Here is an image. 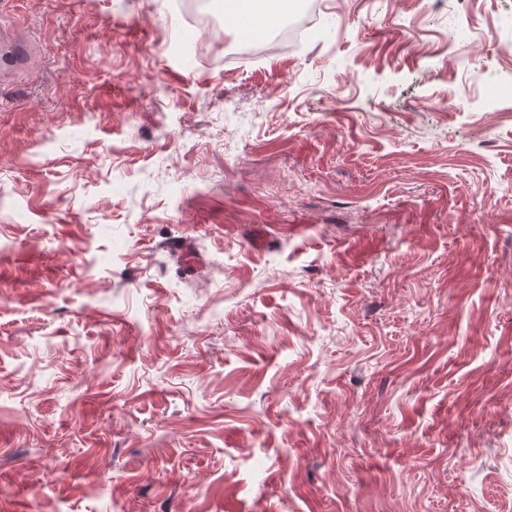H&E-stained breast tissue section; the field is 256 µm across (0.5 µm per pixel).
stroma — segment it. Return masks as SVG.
<instances>
[{
  "instance_id": "stroma-1",
  "label": "stroma",
  "mask_w": 512,
  "mask_h": 512,
  "mask_svg": "<svg viewBox=\"0 0 512 512\" xmlns=\"http://www.w3.org/2000/svg\"><path fill=\"white\" fill-rule=\"evenodd\" d=\"M195 2L0 0V512H512V0Z\"/></svg>"
}]
</instances>
